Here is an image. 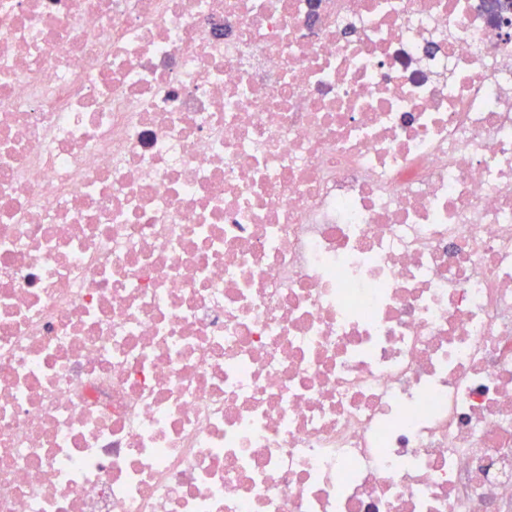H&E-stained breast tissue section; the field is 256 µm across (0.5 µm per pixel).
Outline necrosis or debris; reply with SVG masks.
I'll return each instance as SVG.
<instances>
[{
	"label": "necrosis or debris",
	"instance_id": "1",
	"mask_svg": "<svg viewBox=\"0 0 512 512\" xmlns=\"http://www.w3.org/2000/svg\"><path fill=\"white\" fill-rule=\"evenodd\" d=\"M506 0H0V512H512Z\"/></svg>",
	"mask_w": 512,
	"mask_h": 512
}]
</instances>
